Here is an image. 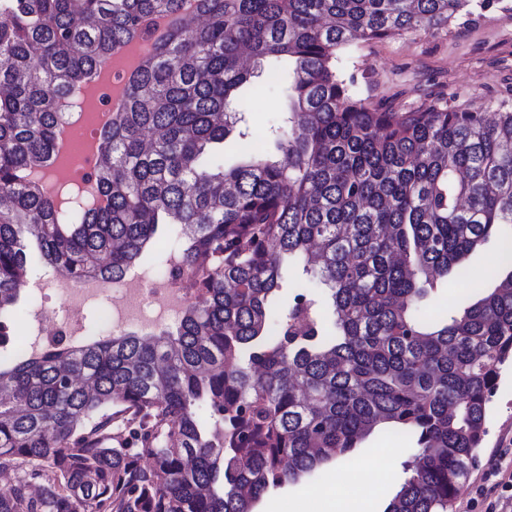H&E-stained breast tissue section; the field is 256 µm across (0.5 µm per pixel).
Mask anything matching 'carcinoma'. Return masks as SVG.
I'll return each mask as SVG.
<instances>
[{
	"label": "carcinoma",
	"instance_id": "carcinoma-1",
	"mask_svg": "<svg viewBox=\"0 0 512 512\" xmlns=\"http://www.w3.org/2000/svg\"><path fill=\"white\" fill-rule=\"evenodd\" d=\"M469 2L197 0L192 27L184 0H0V348L33 249L72 282L120 280L176 225L199 290L173 329L59 338L0 368V472L27 465L0 512H257L377 428L415 450L384 512H451L512 361V238L504 276L458 312L421 302L512 229V104L492 119L439 100L392 112L337 62L356 39L447 28ZM158 14L175 27L91 173L108 204L58 209L33 177L57 101L152 38ZM281 58L288 116L225 167L239 89ZM292 260L306 278L279 299Z\"/></svg>",
	"mask_w": 512,
	"mask_h": 512
}]
</instances>
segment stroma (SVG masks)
Segmentation results:
<instances>
[{
    "mask_svg": "<svg viewBox=\"0 0 512 512\" xmlns=\"http://www.w3.org/2000/svg\"><path fill=\"white\" fill-rule=\"evenodd\" d=\"M470 20H458L449 28L420 30L374 40L357 41L339 54L338 67L352 78L357 95L383 104L396 112H407L432 97L447 99L449 105L494 110L512 102V0H475ZM257 97L240 92L239 104L253 138H262L276 124L287 103L276 73L259 77ZM496 240H489L464 261L462 277H449L429 297L428 309L438 312L452 308L474 283L489 281L495 263ZM389 452L387 465L391 479L376 501L383 512L407 478L404 463L409 457L407 441L383 429L375 430L356 456L321 466L300 483L263 499L258 512H312L306 496L333 479L346 483L362 459L375 449ZM501 477L512 475V363L500 373L487 424V435L471 470L467 486L457 498L454 512H485L474 505L475 489L484 484L492 470Z\"/></svg>",
    "mask_w": 512,
    "mask_h": 512,
    "instance_id": "35a3bbf8",
    "label": "stroma"
}]
</instances>
